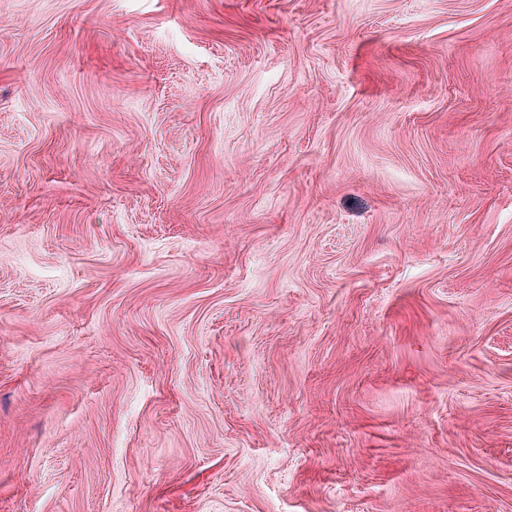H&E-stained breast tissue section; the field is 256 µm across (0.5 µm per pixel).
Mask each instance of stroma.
I'll return each instance as SVG.
<instances>
[{"instance_id": "1", "label": "stroma", "mask_w": 512, "mask_h": 512, "mask_svg": "<svg viewBox=\"0 0 512 512\" xmlns=\"http://www.w3.org/2000/svg\"><path fill=\"white\" fill-rule=\"evenodd\" d=\"M0 512H512V0H0Z\"/></svg>"}]
</instances>
